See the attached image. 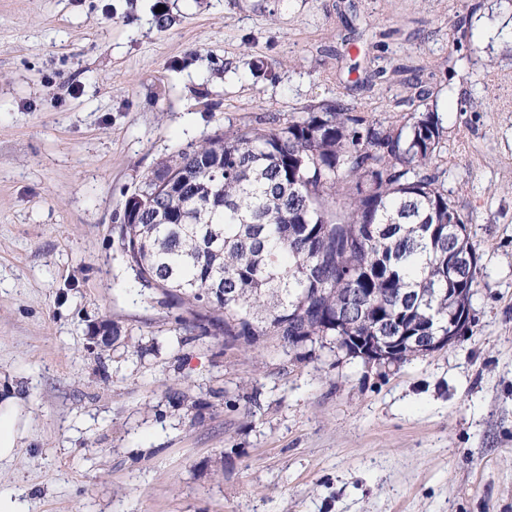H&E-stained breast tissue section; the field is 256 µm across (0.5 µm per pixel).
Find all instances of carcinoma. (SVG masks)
<instances>
[{
  "label": "carcinoma",
  "instance_id": "cac0c4a2",
  "mask_svg": "<svg viewBox=\"0 0 512 512\" xmlns=\"http://www.w3.org/2000/svg\"><path fill=\"white\" fill-rule=\"evenodd\" d=\"M415 89L423 110L401 126L336 100L181 153L187 182L120 225L138 282L249 348L327 339L355 359L357 337L448 334V316L471 310L478 258L445 187V128ZM427 355L405 344L393 362Z\"/></svg>",
  "mask_w": 512,
  "mask_h": 512
}]
</instances>
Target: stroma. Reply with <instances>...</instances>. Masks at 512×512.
<instances>
[{"label": "stroma", "mask_w": 512, "mask_h": 512, "mask_svg": "<svg viewBox=\"0 0 512 512\" xmlns=\"http://www.w3.org/2000/svg\"><path fill=\"white\" fill-rule=\"evenodd\" d=\"M414 77L479 258L454 344L253 350L136 282L164 163L323 101L402 124ZM0 384L27 512H512V0H0ZM20 403L21 398L15 388L9 385L6 390L0 384V462L11 460L15 455L22 420Z\"/></svg>", "instance_id": "1"}]
</instances>
